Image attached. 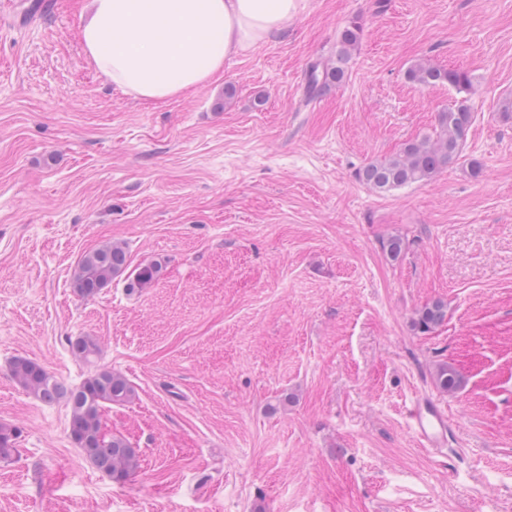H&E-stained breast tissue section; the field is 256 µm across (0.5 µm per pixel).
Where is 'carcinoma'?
Here are the masks:
<instances>
[{
    "label": "carcinoma",
    "mask_w": 512,
    "mask_h": 512,
    "mask_svg": "<svg viewBox=\"0 0 512 512\" xmlns=\"http://www.w3.org/2000/svg\"><path fill=\"white\" fill-rule=\"evenodd\" d=\"M361 27L357 24L344 29L340 48L334 62H315L310 65L306 92L310 97L322 96L341 84L346 76V63L359 43ZM407 79L421 87L448 85L461 98L456 104L436 115L431 135L409 140L392 156L371 161L359 172L362 183L377 192H387L415 183L433 180L463 158V149L473 123L468 94L473 86L470 74L457 69H442L420 61L406 71ZM125 248L107 242L84 253L73 275L75 292L83 298L97 295L117 276L127 274V288L140 291L157 280L162 266L142 264L128 270ZM447 305L434 300L415 312L413 327L425 333L440 325L446 318ZM71 353L90 361L101 354V345L91 336H78L69 341ZM14 381L33 397L52 402L63 399L70 407L69 430L74 443L96 469L116 482H122L140 468L136 449L122 437L108 436L102 429L101 412L105 405L129 402L135 389L120 373L98 367L76 387H68L39 363L24 357L15 358L10 365ZM436 388L444 393L460 388L462 380L457 370L443 362L433 372ZM15 432L0 426V459L7 460L15 453Z\"/></svg>",
    "instance_id": "obj_1"
}]
</instances>
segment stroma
Instances as JSON below:
<instances>
[{
  "label": "stroma",
  "instance_id": "35a3bbf8",
  "mask_svg": "<svg viewBox=\"0 0 512 512\" xmlns=\"http://www.w3.org/2000/svg\"><path fill=\"white\" fill-rule=\"evenodd\" d=\"M30 2L0 13V424L19 430L0 512H512V0H300L221 80L159 104L89 64L83 0ZM353 21L345 81L306 99ZM417 60L472 76L482 172L379 193L360 169L457 99L409 82ZM108 241L160 278L79 296L81 255ZM436 299L446 320L416 331ZM75 336L136 390L102 412L140 455L121 483L65 401L9 372L25 357L80 384ZM442 361L456 392L432 381ZM420 393L448 412L443 450L408 427ZM69 349L75 357L86 361H91L101 354L100 343L91 336H78L70 339ZM433 382L438 390L448 393L459 389L462 380L454 367L443 362L436 365L433 372Z\"/></svg>",
  "mask_w": 512,
  "mask_h": 512
}]
</instances>
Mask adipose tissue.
<instances>
[{
	"mask_svg": "<svg viewBox=\"0 0 512 512\" xmlns=\"http://www.w3.org/2000/svg\"><path fill=\"white\" fill-rule=\"evenodd\" d=\"M299 0H86L80 38L107 82L163 103L221 78L229 56L283 31Z\"/></svg>",
	"mask_w": 512,
	"mask_h": 512,
	"instance_id": "obj_1",
	"label": "adipose tissue"
}]
</instances>
